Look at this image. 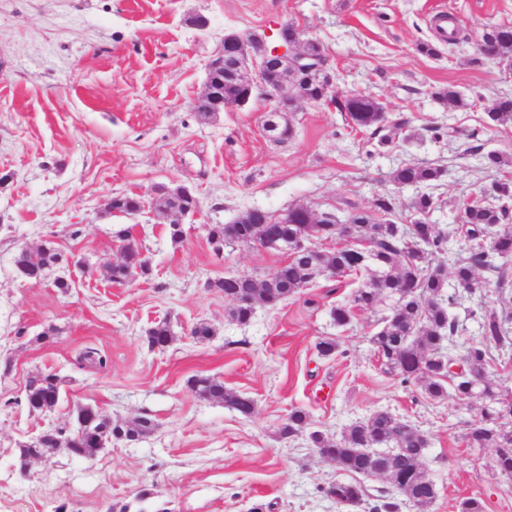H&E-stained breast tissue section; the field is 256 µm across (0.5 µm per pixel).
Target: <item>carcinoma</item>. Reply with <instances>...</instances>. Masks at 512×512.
<instances>
[{"label":"carcinoma","instance_id":"cac0c4a2","mask_svg":"<svg viewBox=\"0 0 512 512\" xmlns=\"http://www.w3.org/2000/svg\"><path fill=\"white\" fill-rule=\"evenodd\" d=\"M487 47V58L512 63V26L499 25L487 30L482 37ZM297 97L318 101L332 97L325 93L321 77L299 74L294 77ZM210 92L224 97V103H238L244 88L222 81L220 76L207 78ZM435 97L453 107L473 105L455 87L435 92ZM335 109L344 112L356 132L386 129L380 139L385 145L400 138L409 140L414 133L403 119H394L387 105L369 95L336 96ZM489 125H512V95L497 97L487 111ZM267 131L276 143L293 138L294 126L281 113H268ZM481 164L487 169L502 171L512 165V159L497 151L481 155ZM444 175V170L426 164H405L393 172L398 186L424 187L410 206V219L397 213L396 198L392 194L377 196L367 209H358L342 218L334 212L317 213L304 206L288 208L280 222L271 221L272 214L259 208L242 211L229 224H214L207 232L208 242L228 244H260L263 247L289 251V260L277 266L264 279L248 274L226 276L208 283V287L224 293L233 302L230 317L241 325L252 319L256 308L274 306L312 285L320 276L354 275L359 278L350 300L332 306L329 316L341 329L352 327L358 312L381 314V328L371 337L374 354L386 371L394 374L403 385H417L434 400L450 396L458 399L476 398L482 402V421L470 426L464 434L466 447L497 448L496 469L512 472V438L494 421H512V397L502 393V384L488 378L486 367L495 352L512 353V318L483 306L480 308V341L468 344L463 351V370L448 373V357L452 344L457 341L458 325L449 313L456 304V294L448 293V279L456 288L469 294L482 293L489 282L479 272L495 277L494 286L503 293L512 291V230L500 226L512 218V180L494 179L483 187L481 194L486 203H474L462 208L459 224L452 232H440L436 225L426 221L436 208L439 198L429 189ZM199 206V200L174 192H159L154 198V209L161 214L179 216ZM111 210L136 215L144 208L134 195L112 198ZM347 225L351 236L367 243L365 248H307L311 241H320L338 235V226ZM460 238L468 248L459 253L452 263L440 260L448 254V243ZM123 241L125 260L103 266L105 274L114 283L129 278L131 268H145L147 261L140 248L126 231L118 232ZM63 262V255L46 242L36 249L21 248L15 264L29 280L41 279L45 272ZM151 348L169 346L174 336L169 323L162 320L149 329L146 336ZM62 380L51 373L41 375L40 383L26 393V401L36 411H51L59 403ZM193 391L205 399L219 400L240 414L253 413L250 398L224 386L218 377H193ZM310 416L301 407H294L288 422L282 428L284 436L293 437L308 431ZM154 422L141 417L132 426L114 423L105 411L91 406L83 407V425L76 434L63 431L46 432L37 439L19 446L20 470L28 462L64 443L70 455L91 457L99 451L102 441L115 438L121 430L126 441L135 442L153 432ZM311 447L333 461L339 468L363 476H376L385 472L384 479L390 489L382 490L374 498L368 512H400L408 504L416 512H428L437 497V487L425 469L422 457L430 447L429 438L417 428L402 422L386 410H377L368 418L345 427L340 437L327 438L318 430L308 431ZM336 503L359 505L364 503V491L353 483L331 486Z\"/></svg>","mask_w":512,"mask_h":512}]
</instances>
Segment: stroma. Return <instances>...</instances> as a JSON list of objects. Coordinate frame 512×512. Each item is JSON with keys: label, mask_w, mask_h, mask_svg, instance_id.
Wrapping results in <instances>:
<instances>
[{"label": "stroma", "mask_w": 512, "mask_h": 512, "mask_svg": "<svg viewBox=\"0 0 512 512\" xmlns=\"http://www.w3.org/2000/svg\"><path fill=\"white\" fill-rule=\"evenodd\" d=\"M443 11L461 29L457 44L437 41L433 20ZM200 15L206 28L193 24ZM289 22L322 45L340 90L384 101L414 139L382 146L335 108L305 105L289 115L294 137L277 144L262 131L269 102L261 96L201 119L204 63L225 34L270 43ZM502 24L512 25V0H0V512H152L161 503L170 512H365L340 508L327 493L352 474L311 448L307 433L282 435L297 406L333 438L379 409L425 433L423 464L438 492L429 512H456L475 494L485 512H512L494 450L475 452L462 440L481 417L479 401L437 403L402 386L374 354V314H358L347 330L332 323L329 309L351 285L319 277L242 325L210 282L264 278L283 255L233 245L218 257L207 240L208 225L250 207L343 214L391 193L408 209L417 187L391 179L406 163L444 169L433 190L441 205L428 221L448 230L461 204L495 177L481 154L512 157V126L484 124L494 99L512 94V73L475 52L486 29ZM423 41L437 43L439 57L418 53ZM450 85L476 106L436 100ZM434 125L449 135L433 136ZM160 184L188 187L201 203L177 241L160 215L133 219L108 207L121 194L151 200ZM122 229L151 272L117 284L102 265L118 261ZM48 241L73 260L61 271L68 293L16 269L20 247ZM480 304L512 311V297L494 286L478 298L460 293L451 309L458 346L479 338L471 311ZM163 319L175 340L149 349L146 332ZM201 321L212 336H193ZM326 337L339 351L323 359L315 345ZM86 347L108 355L106 369L77 363ZM45 371L62 378V400L40 413L25 389ZM195 376L221 378L253 399V413L199 398L188 384ZM73 404L121 423L147 416L156 428L89 458L58 450L20 470L19 444L71 426Z\"/></svg>", "instance_id": "stroma-1"}]
</instances>
